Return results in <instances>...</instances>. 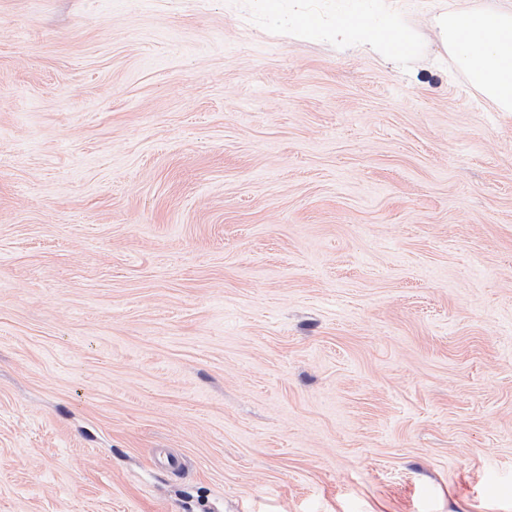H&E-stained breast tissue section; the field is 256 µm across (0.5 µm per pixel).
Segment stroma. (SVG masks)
Listing matches in <instances>:
<instances>
[{
	"mask_svg": "<svg viewBox=\"0 0 512 512\" xmlns=\"http://www.w3.org/2000/svg\"><path fill=\"white\" fill-rule=\"evenodd\" d=\"M493 2L0 0V512H512ZM437 27L448 54L492 109L512 112V1L450 11ZM336 35L350 43L384 53L400 50L407 55L414 51L407 30L401 26L394 12L382 10L376 19H371L363 15L361 4H357L354 10L347 7L337 17Z\"/></svg>",
	"mask_w": 512,
	"mask_h": 512,
	"instance_id": "stroma-1",
	"label": "stroma"
}]
</instances>
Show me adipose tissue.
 Segmentation results:
<instances>
[{"label": "adipose tissue", "instance_id": "ef3b65f1", "mask_svg": "<svg viewBox=\"0 0 512 512\" xmlns=\"http://www.w3.org/2000/svg\"><path fill=\"white\" fill-rule=\"evenodd\" d=\"M438 33L449 55L470 83L497 112H512V0H499L484 11L459 9L441 16ZM336 33L344 40L372 49L410 54L414 50L406 29L394 12L377 18L362 9H348L338 17Z\"/></svg>", "mask_w": 512, "mask_h": 512}]
</instances>
